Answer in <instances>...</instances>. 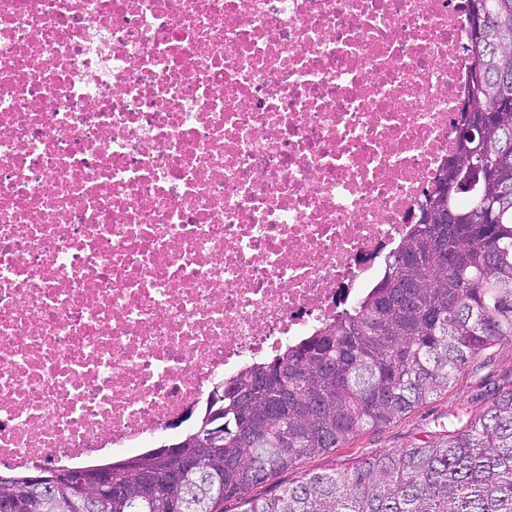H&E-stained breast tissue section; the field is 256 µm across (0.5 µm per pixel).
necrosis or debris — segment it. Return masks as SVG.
Instances as JSON below:
<instances>
[{"mask_svg":"<svg viewBox=\"0 0 512 512\" xmlns=\"http://www.w3.org/2000/svg\"><path fill=\"white\" fill-rule=\"evenodd\" d=\"M466 36L459 0H0V469L150 448L354 303Z\"/></svg>","mask_w":512,"mask_h":512,"instance_id":"4bbe7bcc","label":"necrosis or debris"}]
</instances>
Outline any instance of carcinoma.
<instances>
[{
	"label": "carcinoma",
	"mask_w": 512,
	"mask_h": 512,
	"mask_svg": "<svg viewBox=\"0 0 512 512\" xmlns=\"http://www.w3.org/2000/svg\"><path fill=\"white\" fill-rule=\"evenodd\" d=\"M469 2L455 153L417 221L332 324L213 390L176 439L197 462L191 480L158 483L177 465L164 444L99 466L124 495L75 499L62 476L93 470L84 466L45 468L37 489L29 473L0 472V499L22 498L24 512H175L183 497L197 512H224L229 500L240 512H512V380L444 437L253 494L448 390L486 349L512 344V0H481L476 14ZM480 129L478 150L469 131Z\"/></svg>",
	"instance_id": "cac0c4a2"
}]
</instances>
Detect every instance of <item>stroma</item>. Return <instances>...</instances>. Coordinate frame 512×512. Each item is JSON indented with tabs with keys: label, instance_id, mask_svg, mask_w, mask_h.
<instances>
[{
	"label": "stroma",
	"instance_id": "1",
	"mask_svg": "<svg viewBox=\"0 0 512 512\" xmlns=\"http://www.w3.org/2000/svg\"><path fill=\"white\" fill-rule=\"evenodd\" d=\"M512 376V346L496 345L486 350L476 366L458 374L447 392L386 426L363 433L346 447L302 460L277 477L288 485L312 472H332L354 467L361 457L386 450L410 448L460 427L463 420L482 412V398L490 383Z\"/></svg>",
	"mask_w": 512,
	"mask_h": 512
}]
</instances>
